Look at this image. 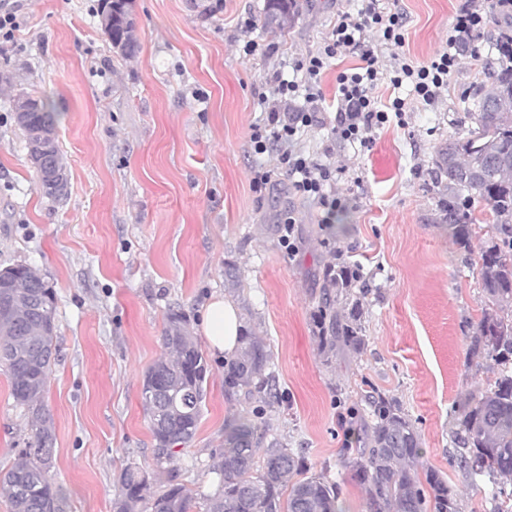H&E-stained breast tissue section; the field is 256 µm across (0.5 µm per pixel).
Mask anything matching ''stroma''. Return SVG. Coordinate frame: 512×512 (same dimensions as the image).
Here are the masks:
<instances>
[{
  "label": "stroma",
  "instance_id": "35a3bbf8",
  "mask_svg": "<svg viewBox=\"0 0 512 512\" xmlns=\"http://www.w3.org/2000/svg\"><path fill=\"white\" fill-rule=\"evenodd\" d=\"M265 2L224 0L222 12L203 17L190 0H136L141 49L125 60L102 31L98 0H24L27 22L16 44L0 50V83L10 85L0 94V269L29 266L56 293L61 353L44 404L64 510L112 512L128 464L148 472L154 494L172 477L202 494L215 491L212 456L224 443V420L250 408L225 395L224 356L201 326L232 264L243 288L234 300L241 325L272 351L281 400L263 418L285 447L301 449L313 471H343L339 402L376 389L415 423L427 464L447 476L461 512H482L483 491L451 457L457 405L488 376L468 352L484 296L477 254L460 250L438 222L434 169L437 147L469 125L482 61L497 55L495 23L512 21V8L387 0L406 18L405 53L417 61L446 46L460 9L496 21L459 53L432 105L380 85L381 99L405 98V116L376 129L368 147L337 140L326 127L299 130L302 151L346 168L336 191L351 207L328 232L287 181L252 191L254 169L274 167L276 155L254 154L248 133L267 75L294 77L296 61L318 49L336 12L358 0H298L288 33L245 32L244 20L261 19ZM247 38L278 50L244 55ZM21 93L48 96L58 114L66 165L58 197L38 187L12 112ZM290 214L301 237L293 256L278 232ZM338 249L363 266L367 341L361 353L328 364L313 311ZM173 308L186 315L210 373L193 443L174 465L160 466L141 387L145 369L165 353ZM29 437V416L0 373V467Z\"/></svg>",
  "mask_w": 512,
  "mask_h": 512
}]
</instances>
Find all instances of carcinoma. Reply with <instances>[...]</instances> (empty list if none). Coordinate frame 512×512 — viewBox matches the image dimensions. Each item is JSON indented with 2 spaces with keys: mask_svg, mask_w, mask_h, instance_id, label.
Listing matches in <instances>:
<instances>
[{
  "mask_svg": "<svg viewBox=\"0 0 512 512\" xmlns=\"http://www.w3.org/2000/svg\"><path fill=\"white\" fill-rule=\"evenodd\" d=\"M296 0H266L263 27L285 31ZM101 26L112 50L137 56L136 0H100ZM508 56L488 60L474 93L471 127L437 149L435 181L444 196L440 223L466 252L478 251L477 270L485 304L473 324L471 355L489 363L493 377L468 395L455 418V459L472 480L484 481L488 512H512V36H496ZM26 138L56 128L42 98L19 94L14 110ZM479 246H474V239ZM326 268L314 311L316 340L325 361L366 344L361 295L354 291L362 269L339 256ZM162 341L167 355L143 373L141 397L150 422L156 463H172L193 442L202 416L208 362L181 313L168 315ZM57 352L56 295L25 265L0 271V372L11 395L30 416V441L0 468V499L9 512H63V497L50 472L56 440L53 419L42 404ZM272 351L250 330L240 335L235 355L224 360V393L262 404L278 400L270 367ZM366 407L349 410L350 479L366 495L369 512H459L457 494L442 474L424 464L420 437L393 398L365 396ZM260 416L234 414L224 420V446L212 470L217 489L198 494L170 483L146 498L149 474L126 465L112 512H342L343 475L312 473L301 457L267 440Z\"/></svg>",
  "mask_w": 512,
  "mask_h": 512,
  "instance_id": "1",
  "label": "carcinoma"
}]
</instances>
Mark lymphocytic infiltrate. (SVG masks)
<instances>
[{
	"label": "lymphocytic infiltrate",
	"mask_w": 512,
	"mask_h": 512,
	"mask_svg": "<svg viewBox=\"0 0 512 512\" xmlns=\"http://www.w3.org/2000/svg\"><path fill=\"white\" fill-rule=\"evenodd\" d=\"M485 22L480 13L462 11L448 38V48L428 62L418 63L402 52L406 26L403 14L388 10L382 0H361L360 8L353 13L337 11L317 52L297 63V70L303 73L302 81L289 80L281 72H274L268 79L270 95L258 99L265 118L251 126L250 145L258 155L273 146L277 147L278 154L275 168L255 170L253 190L260 193L273 189L280 177H287L292 193L313 203L321 212L322 223H333L350 205L349 199L335 191L341 169L296 150L293 142L298 129L327 124L336 139L368 146L375 129L386 124L389 118L400 119L405 114L406 102L402 98L382 103L376 93L379 84L387 82L396 88L409 87L421 103L432 104L441 90L447 88L448 79L456 68L453 45L474 37ZM369 32L376 33L385 45L397 50L398 64L392 70H380L375 50L365 38ZM351 54L359 57L360 64L338 73L336 113L333 121H326L318 107L322 99L321 76L337 60ZM299 93L307 101V108L279 112V104Z\"/></svg>",
	"instance_id": "lymphocytic-infiltrate-1"
}]
</instances>
